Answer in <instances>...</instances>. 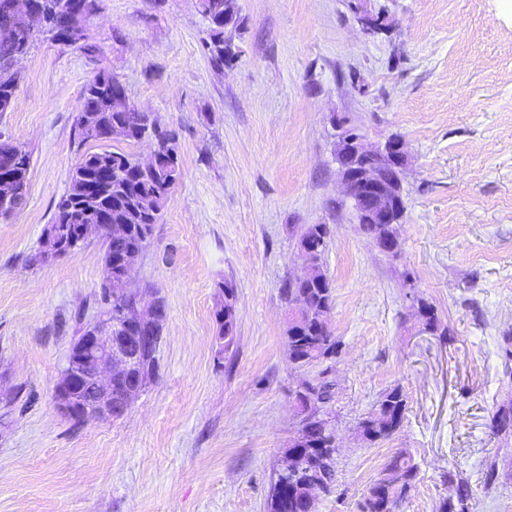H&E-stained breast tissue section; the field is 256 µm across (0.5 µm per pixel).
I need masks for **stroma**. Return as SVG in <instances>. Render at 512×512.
I'll return each mask as SVG.
<instances>
[{"label": "stroma", "mask_w": 512, "mask_h": 512, "mask_svg": "<svg viewBox=\"0 0 512 512\" xmlns=\"http://www.w3.org/2000/svg\"><path fill=\"white\" fill-rule=\"evenodd\" d=\"M239 57L205 49L195 0H99L90 57L37 38L0 131L31 156L25 203L0 219V512H268L299 423L295 395L318 378L288 357L285 280L305 225L330 229V363L338 482L316 512H363L396 452L420 471L400 512H436L447 471L471 512H512V0H238ZM383 15L366 31L362 15ZM106 69L173 131L183 175L135 270L167 316L159 374L120 418L77 421L52 389L104 283L103 247L37 253L78 157L83 89ZM367 144L401 139L405 211L397 254L360 228L335 157L336 124ZM236 341L221 350V283ZM447 336L421 330L418 300ZM400 428L367 444L356 426L386 390ZM499 478L485 485L488 462Z\"/></svg>", "instance_id": "obj_1"}]
</instances>
